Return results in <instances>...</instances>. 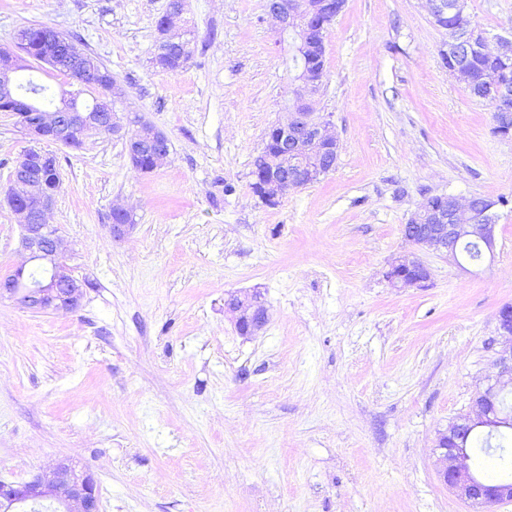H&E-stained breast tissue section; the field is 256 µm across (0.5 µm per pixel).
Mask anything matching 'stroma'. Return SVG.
I'll list each match as a JSON object with an SVG mask.
<instances>
[{"label": "stroma", "instance_id": "obj_1", "mask_svg": "<svg viewBox=\"0 0 512 512\" xmlns=\"http://www.w3.org/2000/svg\"><path fill=\"white\" fill-rule=\"evenodd\" d=\"M169 0H0V46L47 25L119 78L116 111L170 140L134 169L123 140L32 142L0 113V277L20 264L9 174L56 155L48 215L87 287L76 311L0 301V479L69 462L99 512L476 510L440 480L435 445L495 379L496 312L512 303V138L441 62L425 0H346L325 39L317 109L339 140L333 171L268 207L250 188L265 133L293 102L290 38L266 0H187L190 59L155 68ZM512 36V0H466ZM232 192H225V184ZM506 197L491 263L434 253L432 279L386 278L427 194ZM120 206L133 229L113 240ZM259 291L246 337L229 294ZM224 309L241 335H259L268 324V310L258 292L247 294L243 298L230 294L224 300Z\"/></svg>", "mask_w": 512, "mask_h": 512}]
</instances>
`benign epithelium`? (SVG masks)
I'll use <instances>...</instances> for the list:
<instances>
[{
  "label": "benign epithelium",
  "mask_w": 512,
  "mask_h": 512,
  "mask_svg": "<svg viewBox=\"0 0 512 512\" xmlns=\"http://www.w3.org/2000/svg\"><path fill=\"white\" fill-rule=\"evenodd\" d=\"M434 24L448 31L446 46L458 51L480 49L500 61L512 60V38L489 37L478 29L465 11V0H427ZM186 0H171L168 11L157 25L159 50L175 46L185 51L184 35L171 33L174 19L180 17ZM344 7V0H266V11L278 22L279 37L292 35L301 43L307 42V26L312 21L326 26L333 22ZM457 22L448 25V15ZM45 40L51 45L59 42L65 51H50L39 62L68 72L76 89L61 95L60 105L52 110H39L32 102L20 98L16 78L26 66L20 64L17 51L23 50L26 39L16 33L14 48H0V110L11 114L15 123L28 136L45 137L69 147H78L90 135H113L125 139L131 163L148 152L154 166L162 165L169 154V139L154 128L150 138L143 140L127 129L124 117L114 110L115 100L124 95L117 76L91 55L68 42L56 29H44ZM325 73L303 67L298 85L293 90L294 103L285 120L273 125L276 156L268 171L258 180L256 196L264 203H277L291 189L314 183L332 171L337 162L339 143L329 132V117L316 111L315 95L319 92ZM91 89L97 93L96 107L83 110L72 99ZM485 100L495 112L492 122L496 134L512 138V85L499 83L485 91ZM42 158L39 150L31 148L17 163L10 175L7 201L20 218V251L25 264L17 274L0 280V299L8 298L20 306L34 310H74L83 296L85 282L73 277L66 264V249L57 229L47 223L58 190L44 182L34 163ZM112 214L125 217L123 224L112 225V238L122 239L133 228L130 213L122 208ZM476 214L474 198L440 194L426 200L407 224L403 225L404 239L413 250L394 260L387 280L395 288H423L432 278L431 267L420 256L423 250L452 259L460 264L457 246L473 241L481 247V258L492 259L496 248V224L477 220L459 224L457 217ZM44 264L45 276L38 281L23 280L26 264ZM224 309L236 330L245 336L260 334L268 324V310L262 295L253 292L240 297L231 294L224 300ZM498 331L499 372L490 384L473 400L472 412L448 424L437 442V465L441 481L461 500L476 508L512 502V481L504 480L488 486L479 480L469 461L470 455L459 447V433L477 427L491 428L499 420L493 408L498 394L512 387V304L501 306L496 314ZM51 499L64 512H99L97 483L92 475L80 474L72 466L61 463L51 477H37L22 484L0 481V512H12L13 506L26 502Z\"/></svg>",
  "instance_id": "benign-epithelium-1"
}]
</instances>
